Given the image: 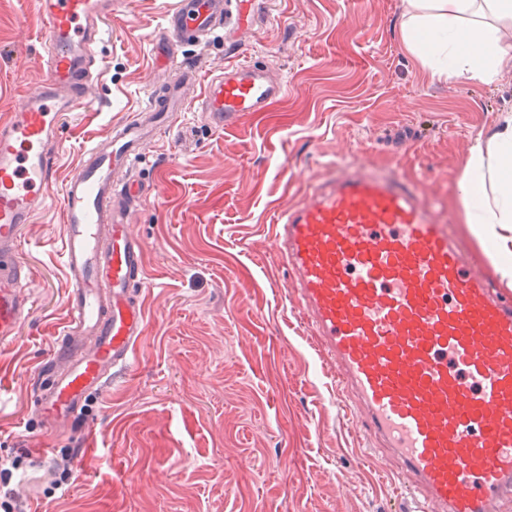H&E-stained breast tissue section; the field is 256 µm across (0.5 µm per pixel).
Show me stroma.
<instances>
[{"mask_svg":"<svg viewBox=\"0 0 512 512\" xmlns=\"http://www.w3.org/2000/svg\"><path fill=\"white\" fill-rule=\"evenodd\" d=\"M172 0H120L99 48L95 109L64 120L57 178L91 137L144 107L152 43ZM235 42L188 48L209 71L266 59L287 86L271 111L209 129L199 113L148 147L156 190L133 230L146 243L148 325L131 364L80 427L45 446L39 371L68 317L60 188L25 228L33 308L0 344V474L25 512H405L390 468L360 464L358 429L290 302L272 246L276 213L330 166L362 162L416 182L483 265L460 181L476 138L512 113V70L493 84L433 77L403 38V0H266ZM36 0H0V117L44 78ZM290 167L292 176L282 175ZM66 463L73 479L56 485Z\"/></svg>","mask_w":512,"mask_h":512,"instance_id":"1","label":"stroma"}]
</instances>
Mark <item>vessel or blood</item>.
<instances>
[{"instance_id": "obj_1", "label": "vessel or blood", "mask_w": 512, "mask_h": 512, "mask_svg": "<svg viewBox=\"0 0 512 512\" xmlns=\"http://www.w3.org/2000/svg\"><path fill=\"white\" fill-rule=\"evenodd\" d=\"M225 0H175L154 42L174 79L85 147L62 186L68 319L44 365L36 411L51 429L131 363L147 329L145 241L133 230L149 186L128 173L191 103L215 130L281 100L260 61L204 73L186 47L223 30ZM113 0H38L46 77L0 120V343L31 310L23 229L47 203L65 115L98 85L96 49ZM291 303L336 366L371 457L396 465L413 512H512V295L468 260L411 181L339 165L273 221Z\"/></svg>"}]
</instances>
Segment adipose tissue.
<instances>
[{
  "label": "adipose tissue",
  "instance_id": "ef3b65f1",
  "mask_svg": "<svg viewBox=\"0 0 512 512\" xmlns=\"http://www.w3.org/2000/svg\"><path fill=\"white\" fill-rule=\"evenodd\" d=\"M404 42L441 79L492 82L512 67V0H405ZM467 222L512 288V116L479 140L460 183Z\"/></svg>",
  "mask_w": 512,
  "mask_h": 512
}]
</instances>
